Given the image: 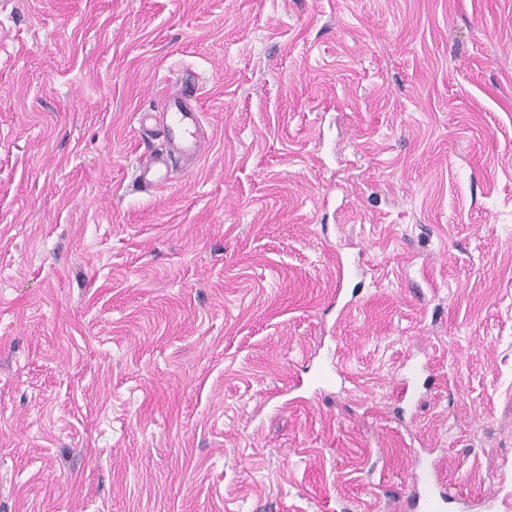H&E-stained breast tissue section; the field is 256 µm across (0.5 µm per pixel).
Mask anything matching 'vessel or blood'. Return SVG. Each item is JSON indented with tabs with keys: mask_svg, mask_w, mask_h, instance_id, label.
Masks as SVG:
<instances>
[{
	"mask_svg": "<svg viewBox=\"0 0 512 512\" xmlns=\"http://www.w3.org/2000/svg\"><path fill=\"white\" fill-rule=\"evenodd\" d=\"M151 117L160 137L168 148L163 152H148L139 158L132 187L151 190L167 183L170 173L180 160L198 157L204 133L198 101L188 87L173 88L163 94ZM427 365L408 366L403 377V399L412 401L419 393L423 376L428 375ZM345 373L338 361L326 363L311 380L313 386L324 387L344 383ZM439 461L433 457L416 460L413 476L415 493L406 499L407 512H457L461 502L453 489L440 480Z\"/></svg>",
	"mask_w": 512,
	"mask_h": 512,
	"instance_id": "b4317fda",
	"label": "vessel or blood"
}]
</instances>
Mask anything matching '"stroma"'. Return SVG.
Listing matches in <instances>:
<instances>
[{"label": "stroma", "mask_w": 512, "mask_h": 512, "mask_svg": "<svg viewBox=\"0 0 512 512\" xmlns=\"http://www.w3.org/2000/svg\"><path fill=\"white\" fill-rule=\"evenodd\" d=\"M429 451L512 468V0H0V512H404ZM149 117L154 120L156 132L167 143L168 149L165 152L150 151L138 159L132 188L140 191L167 183L180 160L200 155L204 138L197 95L186 86L165 92L159 98L155 112H149ZM346 380L345 373L340 367L339 357L334 359V355L331 360L326 363L317 374L312 377L311 384L317 388L324 386H332L337 384H343ZM425 376L423 386L429 375V367L426 364L408 366L402 377L403 401L410 403L419 393L421 379Z\"/></svg>", "instance_id": "stroma-1"}]
</instances>
